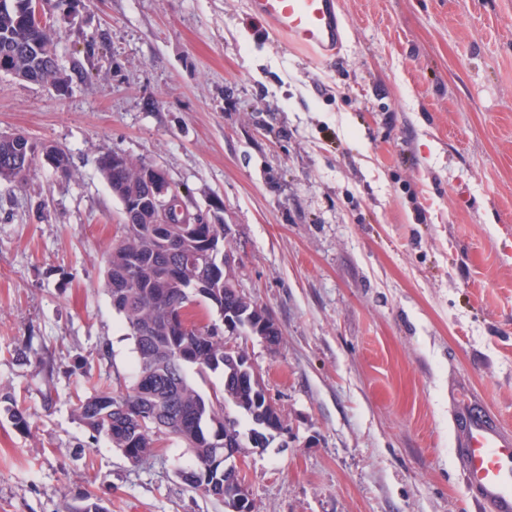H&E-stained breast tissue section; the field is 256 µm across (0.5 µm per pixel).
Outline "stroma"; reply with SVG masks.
I'll return each mask as SVG.
<instances>
[{"instance_id": "stroma-1", "label": "stroma", "mask_w": 512, "mask_h": 512, "mask_svg": "<svg viewBox=\"0 0 512 512\" xmlns=\"http://www.w3.org/2000/svg\"><path fill=\"white\" fill-rule=\"evenodd\" d=\"M319 59L248 0H77L60 93L0 74V130L64 148L0 181V512H225L183 484L176 442L134 466L74 411L84 371L130 386L137 354L104 285L122 205L96 164L162 168L231 229L236 275L281 329L236 337L288 432L250 450L254 512H476L458 401L512 431V0H340ZM3 402L6 403L3 406V411L11 424L20 431H27L30 427V414L23 403L16 397H9L7 401Z\"/></svg>"}]
</instances>
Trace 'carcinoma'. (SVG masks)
<instances>
[{
  "label": "carcinoma",
  "mask_w": 512,
  "mask_h": 512,
  "mask_svg": "<svg viewBox=\"0 0 512 512\" xmlns=\"http://www.w3.org/2000/svg\"><path fill=\"white\" fill-rule=\"evenodd\" d=\"M59 37L49 27L30 30L16 8L0 9V55L6 53L12 69L40 85H69L91 77L102 42L84 44L83 59L72 61L70 73H61ZM33 154L0 143V180L17 181L35 163ZM97 166L116 190L120 201L146 193L141 181L143 163L127 160L121 170L108 166V154ZM187 224H156L153 214H140L139 223L123 225V237L112 242L105 275L111 298L121 297L116 310L123 317L137 353L133 384L121 394L101 388L98 378L85 374L86 395L78 397L76 414L89 430L106 434L112 447L132 464L141 463L155 448L176 440L188 448L194 465L180 478L191 489L211 494L224 488V465L216 461V444L224 438L248 447L249 432L262 428L264 403L252 384V372L241 360L224 352V328L206 321L209 313L240 311L249 317L268 315L246 294L224 283L219 266L224 253V225L199 224L196 234ZM217 238L218 255L203 272L189 259L208 237ZM186 308L183 332L173 326L178 310ZM222 371L224 393L207 396L190 377ZM3 411L20 431L30 427L23 403L7 398Z\"/></svg>",
  "instance_id": "1"
}]
</instances>
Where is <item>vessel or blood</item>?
Returning <instances> with one entry per match:
<instances>
[{
	"mask_svg": "<svg viewBox=\"0 0 512 512\" xmlns=\"http://www.w3.org/2000/svg\"><path fill=\"white\" fill-rule=\"evenodd\" d=\"M249 9L295 46L326 59L342 50L339 0H249ZM454 454L469 500L481 512H512V433L503 430L488 410L462 404Z\"/></svg>",
	"mask_w": 512,
	"mask_h": 512,
	"instance_id": "vessel-or-blood-1",
	"label": "vessel or blood"
}]
</instances>
